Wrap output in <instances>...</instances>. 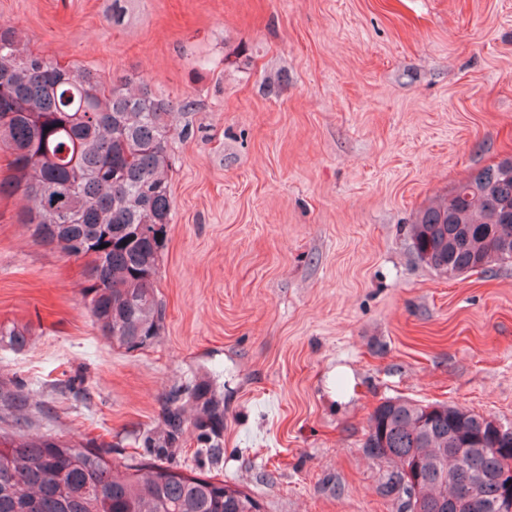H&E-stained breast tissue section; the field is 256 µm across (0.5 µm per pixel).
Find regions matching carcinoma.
<instances>
[{
  "label": "carcinoma",
  "instance_id": "obj_1",
  "mask_svg": "<svg viewBox=\"0 0 512 512\" xmlns=\"http://www.w3.org/2000/svg\"><path fill=\"white\" fill-rule=\"evenodd\" d=\"M109 83L84 66L62 67L30 52L12 27L0 26V144L12 176L0 195L20 192L33 202L18 222L69 257L85 258L83 296L102 334L135 351L163 328L157 299L161 250L172 221L168 171L169 116L196 111L187 96L174 103L144 84ZM512 165L499 162L458 183L443 203L422 210L409 235L418 258L450 276L512 264L497 243H512ZM144 227L147 232L139 234ZM166 439L145 437L149 448L171 447L182 421L168 409ZM489 417L448 403L393 398L372 412L363 447L397 464L419 458L415 501L422 512L475 488L493 503L512 473V450H491ZM473 444L469 455L453 449ZM0 512H258L246 492L212 478L183 474L164 462L115 470L101 448L75 453L66 441L35 440L17 430L0 433Z\"/></svg>",
  "mask_w": 512,
  "mask_h": 512
}]
</instances>
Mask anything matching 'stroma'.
Wrapping results in <instances>:
<instances>
[{
  "label": "stroma",
  "mask_w": 512,
  "mask_h": 512,
  "mask_svg": "<svg viewBox=\"0 0 512 512\" xmlns=\"http://www.w3.org/2000/svg\"><path fill=\"white\" fill-rule=\"evenodd\" d=\"M29 49L172 101L165 317L101 334L84 262L0 195V429L156 458L261 512H398L369 416L402 397L512 423V265L448 277L408 228L512 157V0H0ZM216 66L200 69L198 59ZM177 402L183 429L166 434ZM223 411L213 442L196 427ZM168 422L170 430L167 433L166 439H163L162 442L158 441L156 439H153L150 436L145 437L144 439V445L146 448H168L172 447L173 444L176 442V440L179 438L178 434L181 430V424L182 421L180 419V413L175 408H169L168 409ZM153 446V447H151Z\"/></svg>",
  "instance_id": "1"
}]
</instances>
